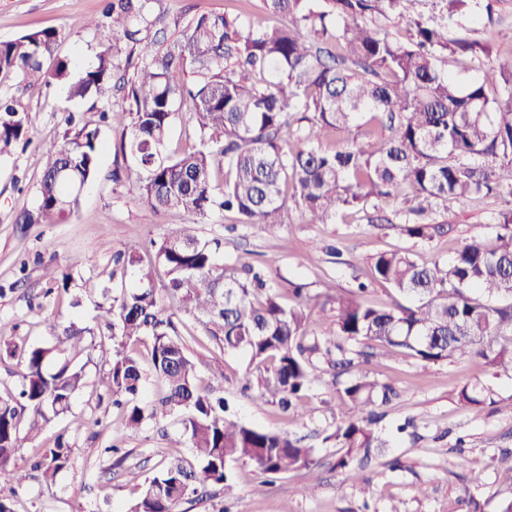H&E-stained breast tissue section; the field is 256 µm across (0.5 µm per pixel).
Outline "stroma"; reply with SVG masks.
<instances>
[{"mask_svg":"<svg viewBox=\"0 0 512 512\" xmlns=\"http://www.w3.org/2000/svg\"><path fill=\"white\" fill-rule=\"evenodd\" d=\"M105 4L106 0H0V42L34 30L58 29V54L76 75L111 47L117 48L122 61L138 55V48L114 43L109 32L92 27ZM147 8L156 21L147 36L161 50L201 13L242 8L264 25L288 22L287 16L268 13L264 0H149ZM448 36H465L490 47V56L465 65L449 58L442 68L463 85L485 80L488 94H495L490 60L512 55V0H502L493 24L452 27ZM0 98L27 113L35 132L29 145L0 155V342L13 346L49 341L54 323L75 320L96 326L98 298H83L81 306L73 308L49 295L65 269H72L79 282L108 281L117 253L137 245L145 261H153L157 244L184 225L199 239L220 241L221 263L267 272L288 305L294 302L289 291L294 282L306 284L314 295L355 288L367 280L372 257L384 250H406L422 261H446L463 243L476 240L489 248L496 243L494 222L504 204L493 196L437 209L432 221L446 225L447 232L430 241L404 235L399 229L404 217L391 207L384 211L393 221L389 227L356 210L339 213L330 224H308L293 205L274 233L258 224L240 223L230 212H214L193 225L184 212H156L142 199L136 167L119 151L121 127L101 120L102 112L124 105L123 91L113 87L102 95L73 98L63 82L28 86L3 74ZM75 123L100 128L103 149L97 177L82 190L71 215L50 224L19 223L20 214L34 205L50 146ZM74 258L81 265L73 269L69 262ZM190 331L186 344L200 384L220 392L234 418L304 439L313 446L318 465L313 474L299 469L270 477L237 463L234 496L212 487L186 503V512H389L394 505L401 512H501L503 504L512 501V466L503 462L512 457V379L492 377L479 360L463 357L425 367L400 352L380 349L347 371L324 372L322 383L305 399L303 413L292 416L277 404L258 405L242 393L249 364L245 354L224 351L198 326ZM361 375L389 385L394 396L380 409L374 426L385 447L351 475L337 469L341 451L328 435L336 426L335 384ZM476 381L492 388L491 401L461 404L459 390ZM174 430L165 421L122 430L111 396L86 389L74 399L70 412L42 424L17 460L25 465L29 456L43 452L62 434L72 446L70 468L50 482L37 479L18 487L0 480V501L14 512H127L141 493L142 480L156 476L170 456L191 457L190 448H171L169 435ZM113 445L118 454H110ZM473 458L486 464L477 483L468 467ZM131 470L139 472V480H128Z\"/></svg>","mask_w":512,"mask_h":512,"instance_id":"1","label":"stroma"}]
</instances>
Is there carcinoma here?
I'll list each match as a JSON object with an SVG mask.
<instances>
[{"label":"carcinoma","mask_w":512,"mask_h":512,"mask_svg":"<svg viewBox=\"0 0 512 512\" xmlns=\"http://www.w3.org/2000/svg\"><path fill=\"white\" fill-rule=\"evenodd\" d=\"M148 0H111L105 15L112 37L141 45L142 63L133 76L119 74L120 63L107 52L95 66L71 76L57 55L59 32L42 29L0 42V72L28 85L49 78L65 82L70 96L104 93L122 82L128 107L111 111V120L130 119L121 150L136 160L138 188L156 212L181 209L203 217L219 208L236 213L243 224L274 231L293 200L309 224H329L339 212L376 209L410 189L407 211L418 217L400 225L410 238L431 239L445 225L428 222L434 208L492 193L512 198V58L493 66L497 96L486 83L461 87L438 65L449 54L473 58L486 49L475 40L448 38V23L473 7L492 18L500 0H439L446 22L404 14L406 0H264L272 14L288 16L286 27L256 26L244 14H201L165 51L142 37L153 25ZM405 22L407 40L382 32L391 18ZM54 60L51 72L43 70ZM198 76L189 86L180 70ZM192 113L199 147L179 155L165 152L179 111ZM301 117H296L297 113ZM306 125L294 126V123ZM388 135L376 146L363 141L377 128ZM330 132L344 133L333 150L321 146ZM34 133L28 116L0 99V152ZM100 129L83 125L54 144L37 188L36 205L20 216L22 224H48L71 212L80 188L98 173ZM222 163L231 177L214 185L211 170ZM292 194H286V188ZM497 243L463 244L449 261L419 262L406 250L376 254L371 279L409 296V305L374 306L365 285L319 300L301 284L284 305L267 276L252 267L236 270L218 263L220 243L201 242L180 228L159 245L156 259L167 276L156 284L155 269L138 248L118 253L114 264L131 286L99 287L83 281L82 293H100L108 330L100 340L108 368L88 382L74 362L95 328L53 324V339L21 352L23 372L16 398L0 397V476L21 485L32 473L50 478L71 464L72 448L63 436L53 447L17 465L20 448L39 422L70 411L74 397L91 385L112 396L122 425L139 429L149 421L175 416L176 444L187 443L193 460L176 459L144 481L128 512H180V506L209 485L224 495L234 491L231 464L247 462L263 474L314 465V449L287 432H274L228 418L224 399L197 382L196 365L178 328L189 316L226 351L242 352L250 364L268 363L256 399L282 411H298L305 392L318 381L315 354L332 368L346 370L364 354L355 345L400 350L420 362L436 364L470 356L494 375L512 376V205L497 218ZM72 273L62 274L57 296L73 307ZM335 306L334 328L324 344L306 343L314 305ZM148 342L144 366L133 345ZM165 385L162 396L144 402L147 374ZM391 389L362 376L336 388L340 420L328 438L346 449L338 466L347 468L355 449L378 448L371 428L375 408ZM459 400L479 405L489 398L480 382L464 385ZM33 419L22 430V412Z\"/></svg>","instance_id":"carcinoma-1"}]
</instances>
